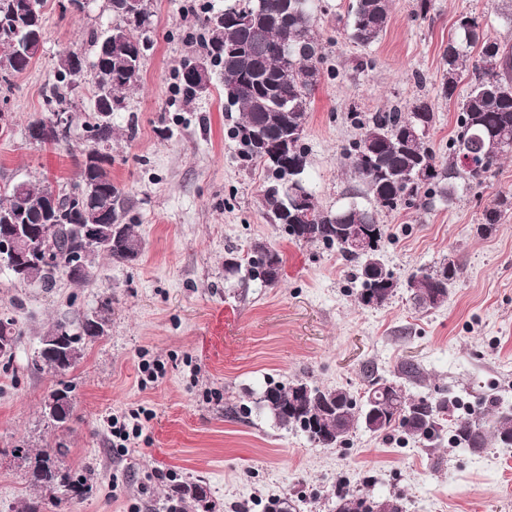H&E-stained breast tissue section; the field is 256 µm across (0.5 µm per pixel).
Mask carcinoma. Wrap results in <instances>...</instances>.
<instances>
[{
	"instance_id": "cac0c4a2",
	"label": "carcinoma",
	"mask_w": 512,
	"mask_h": 512,
	"mask_svg": "<svg viewBox=\"0 0 512 512\" xmlns=\"http://www.w3.org/2000/svg\"><path fill=\"white\" fill-rule=\"evenodd\" d=\"M23 0H0V60L10 67H0V82L10 84V76L26 70L39 54L44 37L42 14L27 20L17 12ZM112 0V14L117 23L107 33L90 37L93 59L75 50L64 52L58 62L56 82L49 91L48 112L66 100L72 78L85 68L94 74L95 87L108 88V95L95 97L94 112L84 117L87 145L78 160L77 180L64 193L57 194V203L45 213L48 197L54 188L37 186L29 181L8 184L0 190V222L8 218H25L30 224H43L52 239L49 262L31 268L22 279L26 285L49 289L66 276L73 255L83 248V230L72 220L78 207L95 218L97 235L94 245L97 256L117 263H126L127 254L143 250L142 239L135 225L126 221L130 209L127 192L112 181V143L114 128L98 123L99 113L116 111L122 104V93L132 88L139 78L142 56L137 47L141 38L134 31L143 27L149 13L137 22ZM313 0H232L217 15L201 14L198 22L204 30V58L186 60L178 69L179 88L186 99L203 93L193 82L191 69L202 64L213 66L224 91V103L239 112V120L231 132L239 146V156L249 162L261 163L271 172V183L264 191V203L273 224L282 227L294 241L319 242L336 248V252L356 270L360 282L359 304L365 296L381 291L377 305L382 306L398 287L394 274L379 263V252L355 255L344 247L346 240L369 231L381 243L385 225L378 215L403 208H428L435 202H451L459 186H480L499 167L500 161L512 152V53L496 38L484 35L478 17L461 15L455 22L454 36L448 42L444 68L439 80L438 95L450 100L461 83L466 94L459 102L456 132L448 141V157L437 159L427 146V135L420 132V118L434 123L431 105L416 100L407 109L394 105L375 112H350L360 134L343 150L351 178L357 183L356 194L368 205L352 201L334 211L319 209L314 194L307 190L304 176L307 151L303 135L295 134L305 125L315 84L302 79L310 69L318 70L324 60L316 31ZM391 12V0H352L346 31L348 38L362 47H370L385 31ZM44 130V144H58L68 135H58L51 117L38 118L28 128ZM250 130L270 140L271 151L256 154L252 142L243 135ZM288 137V152L276 158L272 149L282 137ZM307 192L312 204V221L295 224L291 220L294 190ZM512 208V196H502L486 208L484 223L497 224L504 209ZM283 257L263 241L253 242L244 261L234 254L224 260L229 273L246 271L250 280L266 287L278 284ZM427 284L411 292L416 304L435 308L448 300V288L459 275L455 263L448 264V276L439 278L433 270L420 268ZM72 341L67 359L43 350L46 340L60 332ZM21 331L13 317H0V342L7 339L17 344ZM100 336L86 321L54 322L40 337L30 366L35 371L66 376L82 358V347L89 338ZM367 389L356 398L342 389L315 387L318 397H309L295 408L293 400L301 387L309 382L298 379L288 385L267 387L259 398V408L284 429L301 431L308 440L323 448H334L344 442L347 434L358 426L372 433L398 427L406 435L433 443L440 437L443 416L454 404L451 399L421 396L413 400L416 413L402 412L409 396L395 393L382 404L371 423L365 421L367 401L380 378L365 372ZM451 444L457 448L480 451L490 445L512 448V406L504 407L499 398L487 400V409L479 417L456 419ZM68 449L41 448L29 469V482L42 489H70L82 495L87 489L85 479L63 469L58 461ZM55 459L54 467L47 466ZM193 502L202 512H217L216 504L207 500L203 486L181 482L170 488L162 507L168 512H187ZM368 498L350 489L336 493L333 512H370Z\"/></svg>"
}]
</instances>
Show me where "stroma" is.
Here are the masks:
<instances>
[{
    "label": "stroma",
    "instance_id": "35a3bbf8",
    "mask_svg": "<svg viewBox=\"0 0 512 512\" xmlns=\"http://www.w3.org/2000/svg\"><path fill=\"white\" fill-rule=\"evenodd\" d=\"M229 0H152L139 80L112 115V179L131 199L129 219L144 248L135 265L99 259L94 282L59 280L52 290L20 284L0 266V316L23 335L11 362L0 360V512L25 500L42 512H157L172 481L203 479L220 512H267L285 499L297 512H330L337 486L375 500L400 499L404 512H512V448L479 453L441 438L426 447L401 430L357 428L341 446L318 447L278 427L256 401L267 384L298 378L363 396L364 367L401 381V362L417 365L422 384L406 394L455 398L479 409L489 396L512 404V210L483 229V213L512 195V157L478 188L430 210L380 213L381 255L399 286L383 306L356 300V271L320 243L289 240L263 204L266 172L241 160L229 130L239 115L224 109L220 85L185 100L180 61L197 59L201 8L222 12ZM417 0H392L382 39L369 47L346 33L350 0H316L325 53L305 121L306 180L322 209L343 204L354 185L342 156L358 131L351 111L427 99L435 113L428 145L447 156L457 103L438 96L444 51L460 15L479 16L486 35L512 48L503 0H433L427 17ZM45 39L30 67L0 87V112L12 130L0 138V186L27 180L62 188L77 177L86 133L73 125L64 145L29 140L27 127L46 114L45 93L60 55L91 56L92 32L111 26L109 0H45ZM374 59L360 69L362 58ZM135 136H128V126ZM280 251V283L225 279L228 248L254 241ZM453 259L459 278L448 301L425 310L404 283L421 266ZM110 299L106 333L86 341L65 380L72 387L68 430L51 426L44 401L59 381L31 371L40 336L52 322L76 321ZM159 360L163 375L142 383L141 360ZM238 405V415L225 409ZM149 417L135 447L112 453L105 419L131 408ZM62 442L64 467L91 473V491L73 497L30 485L37 449Z\"/></svg>",
    "mask_w": 512,
    "mask_h": 512
}]
</instances>
